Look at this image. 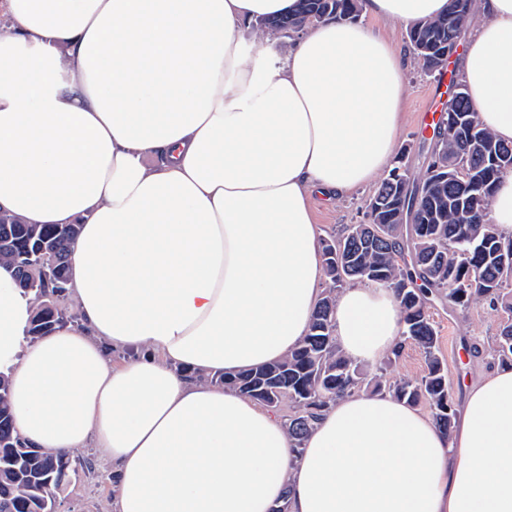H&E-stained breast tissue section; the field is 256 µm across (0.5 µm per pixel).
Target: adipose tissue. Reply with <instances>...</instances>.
I'll return each instance as SVG.
<instances>
[{
	"instance_id": "1",
	"label": "adipose tissue",
	"mask_w": 512,
	"mask_h": 512,
	"mask_svg": "<svg viewBox=\"0 0 512 512\" xmlns=\"http://www.w3.org/2000/svg\"><path fill=\"white\" fill-rule=\"evenodd\" d=\"M297 0H0V216L77 224V324L35 314L0 264V373L18 436L112 468L110 512H512V366L471 379L453 433L387 394L323 409L301 453L258 400L217 384L285 357L322 294L310 197L395 159L410 58L330 19L282 53L247 42ZM448 0H363L411 25ZM459 61L481 123L512 142V0H477ZM336 342L399 341L393 289L345 288ZM125 352L114 361L116 352Z\"/></svg>"
}]
</instances>
